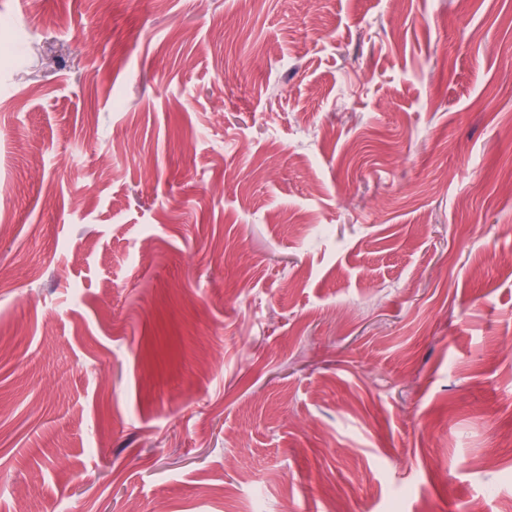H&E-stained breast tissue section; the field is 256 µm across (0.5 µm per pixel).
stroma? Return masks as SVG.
<instances>
[{
	"mask_svg": "<svg viewBox=\"0 0 512 512\" xmlns=\"http://www.w3.org/2000/svg\"><path fill=\"white\" fill-rule=\"evenodd\" d=\"M0 16V512H512V0Z\"/></svg>",
	"mask_w": 512,
	"mask_h": 512,
	"instance_id": "35a3bbf8",
	"label": "stroma"
}]
</instances>
